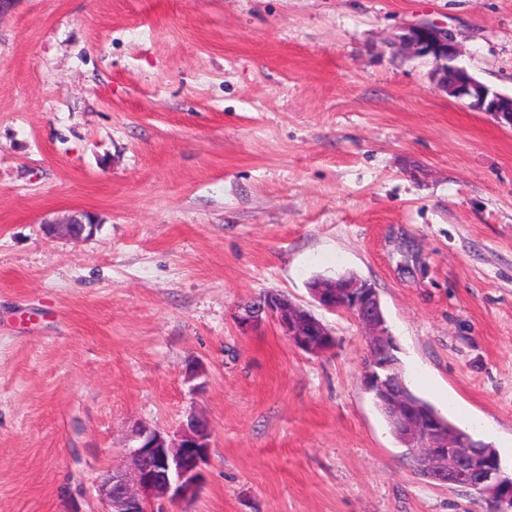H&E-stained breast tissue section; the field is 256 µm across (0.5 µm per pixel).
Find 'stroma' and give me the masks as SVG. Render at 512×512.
I'll use <instances>...</instances> for the list:
<instances>
[{
  "label": "stroma",
  "mask_w": 512,
  "mask_h": 512,
  "mask_svg": "<svg viewBox=\"0 0 512 512\" xmlns=\"http://www.w3.org/2000/svg\"><path fill=\"white\" fill-rule=\"evenodd\" d=\"M452 31L512 95V0H19L0 17V512H101L135 423L212 425L171 512H484L418 475L317 275L374 284L409 387L512 472V131L391 40ZM97 214L87 240L44 217ZM266 292L336 339L310 355ZM201 364L194 389L185 368ZM235 317L244 332L258 327L266 318H274L283 336L309 354L328 353L336 344L331 331L314 314L277 294L267 293L244 303Z\"/></svg>",
  "instance_id": "stroma-1"
}]
</instances>
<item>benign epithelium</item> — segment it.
<instances>
[{
	"label": "benign epithelium",
	"instance_id": "obj_1",
	"mask_svg": "<svg viewBox=\"0 0 512 512\" xmlns=\"http://www.w3.org/2000/svg\"><path fill=\"white\" fill-rule=\"evenodd\" d=\"M394 44L408 59L431 62V77L440 91L512 129V95L492 90L457 63L460 48L447 28L424 21L409 24L401 28ZM98 227V219L83 210L43 222L50 238L87 239ZM310 292L322 308L346 310L364 328L363 385L378 401L400 442L424 462L429 480L451 488L468 486L492 505V512H512V477L504 475L497 452H476L466 433L418 411L406 398L392 353L395 341L380 312L376 288L342 275L312 284ZM269 317L293 346L306 353L325 354L335 347L333 334L314 314L277 294L246 302L236 313L245 332ZM210 437L208 422L196 414L188 415L172 435L158 427L135 425L126 444L125 465L106 471L95 486L102 512H165L168 505L196 499L205 484Z\"/></svg>",
	"mask_w": 512,
	"mask_h": 512
}]
</instances>
